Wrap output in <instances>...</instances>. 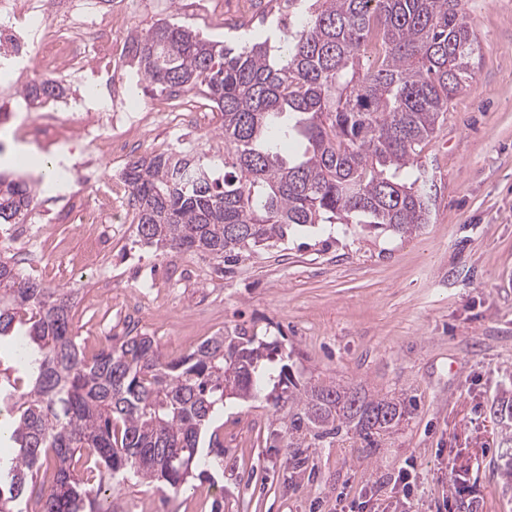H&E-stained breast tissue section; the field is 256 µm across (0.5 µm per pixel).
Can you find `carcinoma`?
Instances as JSON below:
<instances>
[{"instance_id": "carcinoma-1", "label": "carcinoma", "mask_w": 512, "mask_h": 512, "mask_svg": "<svg viewBox=\"0 0 512 512\" xmlns=\"http://www.w3.org/2000/svg\"><path fill=\"white\" fill-rule=\"evenodd\" d=\"M461 2L283 0L282 29L236 47L171 22L134 32L142 78L206 101L224 138L216 161L166 150L126 166L139 241L231 263L320 224L405 235L429 223L433 182L410 172L478 50ZM370 42L378 54L363 71ZM287 143L296 146L289 157ZM32 200L26 184L1 180L0 225L20 223ZM16 333L5 352L16 376H0L14 448L0 512H117L100 503L117 476L177 495L224 456L217 432L207 453L200 442L231 399L264 393L288 408L289 434L323 439L348 428L369 448L411 415L400 397L299 385L277 343L243 328L178 358L145 334L88 358L72 295L0 259V340ZM493 414L512 447V396Z\"/></svg>"}]
</instances>
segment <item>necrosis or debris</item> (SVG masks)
Here are the masks:
<instances>
[{"label": "necrosis or debris", "instance_id": "necrosis-or-debris-1", "mask_svg": "<svg viewBox=\"0 0 512 512\" xmlns=\"http://www.w3.org/2000/svg\"><path fill=\"white\" fill-rule=\"evenodd\" d=\"M126 27L124 15L97 9L90 0H57L50 17L43 0H0V96L15 97L20 87L43 77L68 78L77 94L40 99L57 140L77 129L91 153L111 154L138 122L127 86L112 70L129 56ZM94 190L90 177L84 191L63 196L59 218L76 213L85 224L123 223L122 208L93 201Z\"/></svg>", "mask_w": 512, "mask_h": 512}]
</instances>
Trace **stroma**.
Returning <instances> with one entry per match:
<instances>
[{
    "instance_id": "35a3bbf8",
    "label": "stroma",
    "mask_w": 512,
    "mask_h": 512,
    "mask_svg": "<svg viewBox=\"0 0 512 512\" xmlns=\"http://www.w3.org/2000/svg\"><path fill=\"white\" fill-rule=\"evenodd\" d=\"M130 30L178 21L221 41L246 21L240 0H128ZM479 42L465 88L418 162L437 195L415 233L367 234L353 224L291 233L274 247L241 254L232 270L198 253L162 255L138 242L134 224L98 266H82L86 233L58 224L34 241L44 287L76 290L73 326L86 353L99 335L153 336L173 357L206 337L245 327L289 354L300 384L333 383L367 395L404 396L416 408L378 447L336 438L286 466L288 411L259 399L225 405L224 462L208 479L172 495L128 481L122 512H342L380 500L385 512H512V490L493 468L501 441L491 407L512 388V0H463ZM192 97L151 119L117 148L102 177H121L131 159L167 149L220 155L224 141L200 126ZM35 112L0 127V158L23 142L71 170L37 180L24 224H52L39 201L81 190L86 155L79 135L37 141ZM409 470L411 492L396 479Z\"/></svg>"
}]
</instances>
